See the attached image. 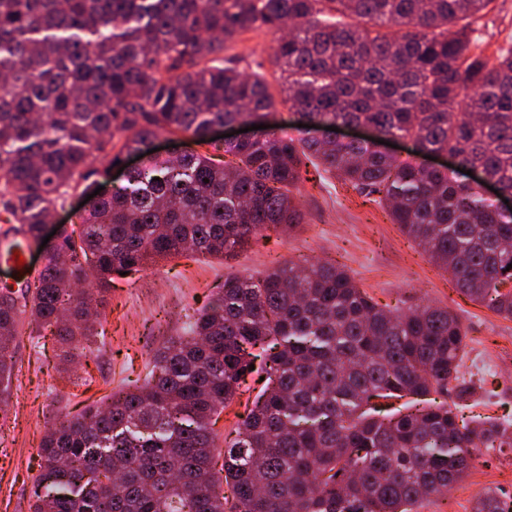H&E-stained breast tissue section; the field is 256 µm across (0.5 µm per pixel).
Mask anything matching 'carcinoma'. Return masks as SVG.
<instances>
[{
	"instance_id": "cac0c4a2",
	"label": "carcinoma",
	"mask_w": 512,
	"mask_h": 512,
	"mask_svg": "<svg viewBox=\"0 0 512 512\" xmlns=\"http://www.w3.org/2000/svg\"><path fill=\"white\" fill-rule=\"evenodd\" d=\"M492 0H0V222L30 247L53 212L90 194L104 164L159 135L209 143L227 124H267L197 152L145 157L127 184L61 227L33 289L0 287V403L20 315L70 349L94 336L116 272L239 250L303 220L299 184L329 175L382 206L470 299L512 318V212L456 172L386 155L385 138L449 152L512 193V48L469 55V20ZM264 27L297 135L245 57ZM357 125L371 139L315 135ZM466 331L447 308L390 312L336 263L231 275L148 378L46 429L31 512H411L456 485L512 423L466 420L433 401L391 418L374 400L477 387L459 376ZM256 371L266 385L232 438L214 416ZM224 456L220 471L215 457ZM473 512H506L494 490Z\"/></svg>"
}]
</instances>
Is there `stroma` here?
Returning a JSON list of instances; mask_svg holds the SVG:
<instances>
[{
    "label": "stroma",
    "mask_w": 512,
    "mask_h": 512,
    "mask_svg": "<svg viewBox=\"0 0 512 512\" xmlns=\"http://www.w3.org/2000/svg\"><path fill=\"white\" fill-rule=\"evenodd\" d=\"M471 30V55L492 58L511 48L512 0H493ZM272 39L270 31L259 27L240 35L232 49L259 62L275 92L279 85ZM301 194L305 219L295 233H271L226 261L180 257L113 276L102 308L104 345L76 357L70 378L57 372L51 334L35 344L22 339L15 351L8 403L0 411V512H29L39 443L53 419L75 415L143 380L162 342L182 335L186 323L223 288L225 276L257 278L279 262H336L387 310L404 311L422 302L450 308L466 330L462 372L481 380L479 394L466 402L467 410L512 420V319L458 291L377 205L316 181L303 183ZM489 487L499 489L512 507L511 454L483 457L452 494L423 500L414 512H472L475 498Z\"/></svg>",
    "instance_id": "35a3bbf8"
}]
</instances>
